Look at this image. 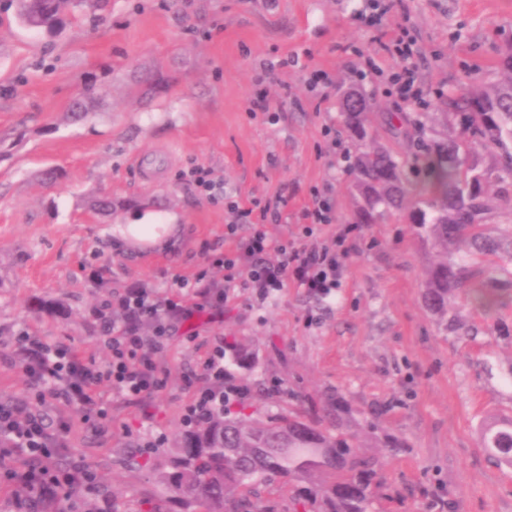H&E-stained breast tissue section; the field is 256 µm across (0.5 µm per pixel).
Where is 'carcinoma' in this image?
Returning <instances> with one entry per match:
<instances>
[{"label": "carcinoma", "mask_w": 512, "mask_h": 512, "mask_svg": "<svg viewBox=\"0 0 512 512\" xmlns=\"http://www.w3.org/2000/svg\"><path fill=\"white\" fill-rule=\"evenodd\" d=\"M103 0H15L24 25L52 31L93 14ZM503 79L447 98L442 113L448 138L420 154L399 157L380 146L360 152L351 188L359 197L356 223L398 217L431 238L441 258L426 273L424 301L446 317L464 295L492 308L512 293V45L503 51ZM95 87L86 86L68 107L76 120L89 112ZM347 129L369 138L366 99L342 97ZM497 150L488 164L484 153ZM419 164L423 179L406 181L404 169ZM511 221L494 236L491 213ZM224 411L193 429H183L155 474L182 512H275L259 488L280 480L290 490L288 512H369L380 495L381 461L362 450L349 425V403L336 394L314 410L272 413L250 395L248 381L258 355L244 340L224 338ZM481 446L512 466V418L480 425Z\"/></svg>", "instance_id": "obj_1"}]
</instances>
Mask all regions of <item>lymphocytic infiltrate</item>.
Masks as SVG:
<instances>
[{
  "label": "lymphocytic infiltrate",
  "instance_id": "1",
  "mask_svg": "<svg viewBox=\"0 0 512 512\" xmlns=\"http://www.w3.org/2000/svg\"><path fill=\"white\" fill-rule=\"evenodd\" d=\"M402 6V0H366L365 22L372 41L398 62L389 83L396 85L403 100L415 101L421 97L415 64L421 51L410 30L394 20ZM185 178L200 197L224 203L230 216L224 236L234 240V248L209 256L193 277L175 278L163 288L136 285L96 308L101 341L109 352L104 367L86 362L72 347L49 344L25 330L16 338L22 370L35 385L38 399L62 400L92 431H105L110 423V406L98 391L99 383H108L114 394L136 401L158 392L164 376L156 355L179 325L205 309H221L231 290L247 289L263 301L291 278L324 294L340 284L349 257L345 235H338L331 245L316 237L318 230L336 221L324 193H313L302 241L288 244L275 241L265 230L266 223L280 220L279 202L256 200L241 206L227 196L212 170L202 165L190 168ZM243 223L251 225L252 231L241 238L237 232ZM217 268L224 271L220 283L212 278ZM69 433L67 420L52 421L38 410L0 404V469L7 470L11 486L34 489L47 504L58 501L66 488L84 486L88 471L82 462H71L64 469L51 463L53 450L67 448Z\"/></svg>",
  "mask_w": 512,
  "mask_h": 512
}]
</instances>
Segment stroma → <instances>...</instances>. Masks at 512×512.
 <instances>
[{"label":"stroma","mask_w":512,"mask_h":512,"mask_svg":"<svg viewBox=\"0 0 512 512\" xmlns=\"http://www.w3.org/2000/svg\"><path fill=\"white\" fill-rule=\"evenodd\" d=\"M401 18L422 52V102L402 100L375 75L389 56L361 26L360 0H108L96 16L61 32L32 29L0 0V403L33 399L17 362L20 330L74 347L96 366L108 352L91 309L135 283L161 287L193 276L207 249L224 248L223 204L199 198L181 174L210 167L242 201L285 197L275 239L297 240L314 188L334 186L336 228L354 222L348 165L364 145L346 131L339 98L354 89L369 105L375 144L408 154L419 137L437 138V106L496 77L501 49L512 43V0H404ZM316 68L333 81L328 102L306 89ZM272 70L275 120L248 112L253 80ZM145 72L163 83L142 101L134 83ZM95 83L100 99L82 121L67 108ZM417 118L393 139L388 119ZM170 160H163V153ZM161 158L155 184L134 160ZM55 166L59 184L38 176ZM109 194L123 209L105 216L93 196ZM179 230L164 247H131L114 233L143 218ZM341 285L323 294L288 281L261 302L235 291L215 321L199 323L194 340L177 333L159 357L165 387L132 401L101 386L112 430L96 437L60 402L48 417L70 421L62 460L82 459L95 491L75 490L59 512L101 508L147 512L163 489L147 481L129 453L158 440L172 446L194 390L218 389L204 371L216 340L239 336L258 354L264 405L287 412L293 400L321 404L339 392L367 453L379 456L387 496L371 512H512V467L492 462L478 441L488 416L512 417V302L487 313L467 300L453 309L457 330L422 301L425 273L437 260L433 242L404 221L362 224L349 234ZM403 440L393 453L384 436Z\"/></svg>","instance_id":"stroma-1"}]
</instances>
